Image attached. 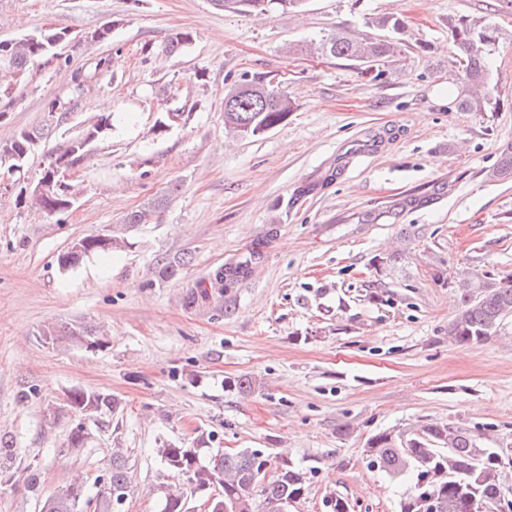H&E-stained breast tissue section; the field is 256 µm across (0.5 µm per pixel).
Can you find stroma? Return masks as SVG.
Wrapping results in <instances>:
<instances>
[{"instance_id":"35a3bbf8","label":"stroma","mask_w":512,"mask_h":512,"mask_svg":"<svg viewBox=\"0 0 512 512\" xmlns=\"http://www.w3.org/2000/svg\"><path fill=\"white\" fill-rule=\"evenodd\" d=\"M381 16L406 27L402 56L380 77L305 49L374 34ZM461 16L499 26L490 86L511 99L512 0H306L267 18L212 0H0V39L112 26L111 43L69 46L68 65L34 67L0 143L46 124L56 98L72 106L60 127L70 136L100 102L131 115L72 169L77 200L64 220L17 200L57 138L38 145L17 188L0 190V438L22 460L0 474V512H38L77 474L94 482L116 448L133 489L122 512H159L157 448L202 436L311 469L290 512H326L331 494L350 512H398L410 481L371 465V435L437 421L487 448L512 444V319L483 344L448 340L451 279L485 266L512 274V178L492 175L512 144V109H457L466 87L448 23ZM184 30L192 44L165 52ZM105 56L111 68L95 71ZM78 69L93 77L76 97ZM246 74L282 81L296 109L238 139L224 130V92ZM164 112L186 118L158 137ZM170 187L168 207L125 230V245L59 270L74 241L122 228ZM249 255L244 278L215 287L217 269ZM163 258L183 259L175 277H159ZM70 323L101 332L102 347L47 338ZM244 374L251 394L225 388ZM74 389L121 406L71 449L69 416L49 415Z\"/></svg>"}]
</instances>
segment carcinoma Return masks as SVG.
<instances>
[{
	"label": "carcinoma",
	"instance_id": "1",
	"mask_svg": "<svg viewBox=\"0 0 512 512\" xmlns=\"http://www.w3.org/2000/svg\"><path fill=\"white\" fill-rule=\"evenodd\" d=\"M225 11L268 16L277 10L298 8L303 0H212ZM451 39L457 50L458 63L466 83L475 87L487 84L491 67V52L499 39V27L494 23L461 17L449 26ZM59 27L42 29L35 35L0 40V73L14 81L18 72L26 73L42 59L61 58L57 53L56 36ZM188 31L172 33L165 49L176 53L192 43ZM308 51L322 56L356 61L367 68L386 63L402 52L401 42L366 36L352 39L342 34L310 44ZM462 112H497L512 107V102L486 95L464 94L456 103ZM295 103L288 93L268 75L242 78L224 93V129L238 138H252L269 132L288 120ZM117 116L112 112L97 114L87 125V144L76 148L67 138L53 150L56 160L65 161L73 168L90 154L92 145L110 135L116 128ZM54 130H22L13 139L0 143V150H11L9 164L21 172L36 149L37 141ZM497 178H512V146L502 149L497 167ZM174 185L165 194L144 204L143 208L126 215L127 228L145 224L156 213L163 211ZM30 207L47 216L68 213V199L62 196H34L28 198ZM81 249L67 250L58 255L60 270L76 267L92 254H106L122 247L125 239L111 232H102L80 238ZM251 263L245 259L234 266L220 269L214 280L221 287L236 282ZM460 295L458 313L448 326V341L458 345H475L488 340L500 330V325L512 317V274L496 276L487 270L468 269L457 284ZM58 335L68 336L83 343L86 348L99 346L93 330L85 326H64ZM256 380L242 375L225 382V387L241 395L255 390ZM94 410L85 417L96 420L112 415L119 402L112 395L75 389L68 393L64 408L71 414L84 413L89 406ZM207 440L198 446L183 448L165 444L157 449L161 462L170 477L177 482H193L201 488L214 484L224 485V501L236 502L240 512H275V504L297 500L308 491V471L283 459L272 475H267L268 459L259 449L224 452L206 448ZM371 462L390 477H411V486L399 503V512H430L427 500L433 496L439 512H474L481 506L492 512L502 485L503 470L498 452L480 446L470 431L427 422L415 429L402 432H381L366 441L364 449ZM96 492H88L85 481L74 478L43 500L40 512H85L95 504V512H119L130 494V478L123 456L112 455V462L95 482ZM161 512H184L183 495L178 491H163Z\"/></svg>",
	"mask_w": 512,
	"mask_h": 512
}]
</instances>
